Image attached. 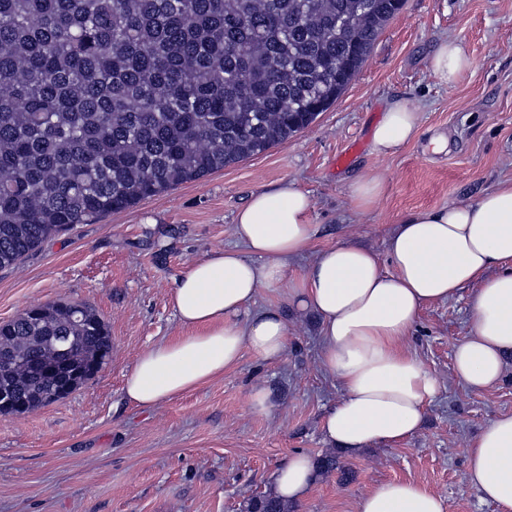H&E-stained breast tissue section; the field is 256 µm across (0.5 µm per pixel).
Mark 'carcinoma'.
<instances>
[{
	"label": "carcinoma",
	"mask_w": 512,
	"mask_h": 512,
	"mask_svg": "<svg viewBox=\"0 0 512 512\" xmlns=\"http://www.w3.org/2000/svg\"><path fill=\"white\" fill-rule=\"evenodd\" d=\"M404 0H0V269L78 224L260 154L335 102ZM64 336L72 372L0 391L24 412L93 378L106 322L57 300L0 323V347ZM320 473L350 469L335 455ZM245 512H293L270 494Z\"/></svg>",
	"instance_id": "1"
}]
</instances>
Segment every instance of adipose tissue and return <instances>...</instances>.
I'll list each match as a JSON object with an SVG mask.
<instances>
[{
    "mask_svg": "<svg viewBox=\"0 0 512 512\" xmlns=\"http://www.w3.org/2000/svg\"><path fill=\"white\" fill-rule=\"evenodd\" d=\"M472 61L454 39L432 52L429 68L443 86L456 83ZM421 128L412 101L387 103L374 126L375 154L390 156ZM313 203L295 180L252 194L235 217L238 247L184 266L171 293L178 335L144 350L125 380L126 398L151 410L234 370L244 352L267 362L288 350V323L268 308L252 311L262 288L289 286L300 311L320 322V364L343 396L325 414L326 441L354 455L414 435L435 400L438 379L405 347L421 310L470 288L473 323L454 348L457 378L472 390L500 381L512 357V180L477 199L410 213L396 224L384 253L353 242L305 253L320 232ZM299 276H292L293 268ZM465 482L499 512H512V414L492 419L465 450ZM320 479L313 460L289 457L272 491L304 499ZM355 512H446L444 498L413 481L378 484Z\"/></svg>",
    "mask_w": 512,
    "mask_h": 512,
    "instance_id": "1",
    "label": "adipose tissue"
}]
</instances>
